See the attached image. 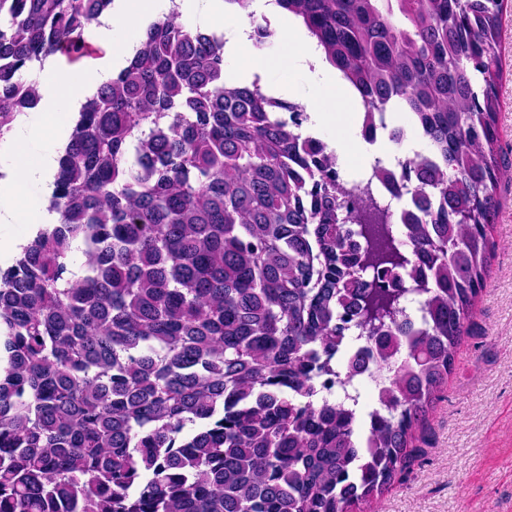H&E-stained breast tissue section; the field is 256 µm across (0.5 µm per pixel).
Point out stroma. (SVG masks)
Returning <instances> with one entry per match:
<instances>
[{
	"label": "stroma",
	"instance_id": "stroma-1",
	"mask_svg": "<svg viewBox=\"0 0 512 512\" xmlns=\"http://www.w3.org/2000/svg\"><path fill=\"white\" fill-rule=\"evenodd\" d=\"M497 94L508 167L493 228L494 257L469 329L408 478L368 512H512V8L503 14Z\"/></svg>",
	"mask_w": 512,
	"mask_h": 512
}]
</instances>
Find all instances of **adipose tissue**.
Returning <instances> with one entry per match:
<instances>
[{
    "instance_id": "adipose-tissue-1",
    "label": "adipose tissue",
    "mask_w": 512,
    "mask_h": 512,
    "mask_svg": "<svg viewBox=\"0 0 512 512\" xmlns=\"http://www.w3.org/2000/svg\"><path fill=\"white\" fill-rule=\"evenodd\" d=\"M173 9L187 28L225 27L230 49L242 57L248 72L271 73L290 66L308 72L312 88L306 107L316 126L331 125L338 107L358 111L357 100L335 73L316 65L313 44L288 23L279 27L287 53L276 59L253 48L246 34L249 19L225 9L224 0H115L88 33L89 40L105 50L104 63L63 71L46 61L37 74L43 85L38 112L21 119L0 148V254L20 252L26 245V238L13 235L15 225H27L35 234L43 225L56 223L51 202L59 155L66 146L63 134L86 98L110 81L136 50L133 42L117 37V30L135 29L145 16L160 18Z\"/></svg>"
}]
</instances>
